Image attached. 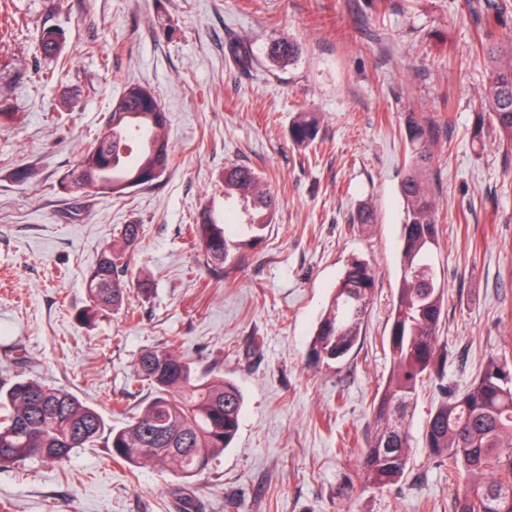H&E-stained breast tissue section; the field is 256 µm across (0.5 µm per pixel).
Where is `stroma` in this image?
<instances>
[{
    "instance_id": "stroma-1",
    "label": "stroma",
    "mask_w": 512,
    "mask_h": 512,
    "mask_svg": "<svg viewBox=\"0 0 512 512\" xmlns=\"http://www.w3.org/2000/svg\"><path fill=\"white\" fill-rule=\"evenodd\" d=\"M477 2L7 0L20 26L0 42V106L13 114L0 122V380L44 379L119 426L114 401L149 394L139 355L176 338L194 366L244 397L231 448L191 483L199 512H224L228 498L238 512H454L459 487L421 440L442 399L437 383L411 412L404 480L365 489L359 463L390 368L382 342L400 275L404 113L434 125L435 259L448 291L440 339L452 352L444 384L465 388L492 356L512 365V152L471 139L487 81ZM48 30L62 37L56 66L38 48ZM284 33L301 47L290 62L268 54ZM236 43L248 65L233 57ZM48 68L53 80L34 83ZM129 83L161 104L171 167L120 197L60 192ZM301 109L321 118L308 146L289 136ZM230 163L265 177L278 209L218 281L197 264L188 228L205 204L223 205ZM21 166L35 185L14 181ZM367 201L371 226L354 221ZM126 224L142 227L127 306L78 323L85 276L121 246ZM355 259L377 271L362 339L345 361L311 369L316 324ZM181 485L152 466L128 471L99 445L62 467L32 459L0 471V512H181Z\"/></svg>"
}]
</instances>
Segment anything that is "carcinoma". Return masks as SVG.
I'll return each mask as SVG.
<instances>
[{"instance_id": "obj_1", "label": "carcinoma", "mask_w": 512, "mask_h": 512, "mask_svg": "<svg viewBox=\"0 0 512 512\" xmlns=\"http://www.w3.org/2000/svg\"><path fill=\"white\" fill-rule=\"evenodd\" d=\"M506 8L480 22V54L488 78L480 91L488 111L477 114L472 139L493 136L512 151V38L497 36ZM43 56L61 53L58 34L39 38ZM299 43L289 35L273 41L270 53L281 60L295 58ZM167 120L152 92L127 85L107 118L103 133L88 144L77 167L62 176L74 179L75 191L126 193L122 183H133L140 173L165 171L171 157ZM319 134L314 112L298 113L290 139L312 144ZM162 150L155 149L156 142ZM404 141L409 161L399 183L403 200L400 233V277L395 288L384 346L390 370L373 401L375 433L361 463L364 484L382 490L402 481L411 453L406 422L418 387L426 380L442 381L448 370V349L440 342L439 325L448 296L433 257L440 247L439 199L434 191L432 125L410 112L405 118ZM224 209L238 220L207 205L200 211L192 234L199 252L197 264L226 274V264L240 250L263 238L273 222L278 199L265 178L242 164H227L222 175ZM123 247L102 253L86 277L90 305L77 315L91 324L106 309L118 310L130 288V261L126 248L140 238V225L126 224ZM375 268L366 260L347 264L336 282L309 345L312 367H331L355 348L375 287ZM138 380L152 389V397L129 414L123 426L109 425L94 406L75 394L36 378L0 381V471L30 459L68 461L77 448L102 441L113 460L130 468L153 465L175 473L184 483L224 453L237 435L243 397L238 386L222 377H209L166 340L142 353ZM430 459L448 463V475L463 482L456 512H512V370L489 358L474 380L461 391H445L423 429Z\"/></svg>"}]
</instances>
